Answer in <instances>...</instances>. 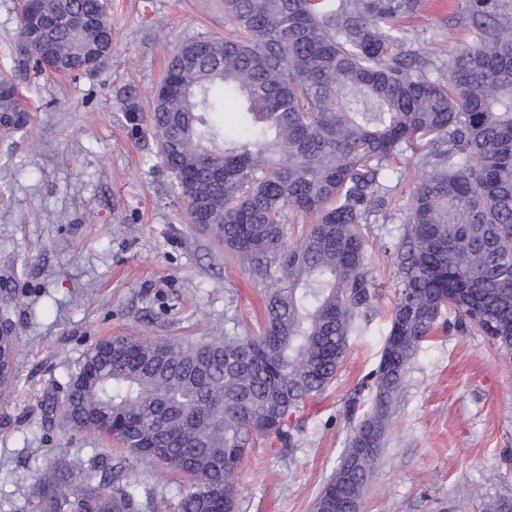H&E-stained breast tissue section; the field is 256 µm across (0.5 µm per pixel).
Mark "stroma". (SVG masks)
<instances>
[{"label":"stroma","mask_w":512,"mask_h":512,"mask_svg":"<svg viewBox=\"0 0 512 512\" xmlns=\"http://www.w3.org/2000/svg\"><path fill=\"white\" fill-rule=\"evenodd\" d=\"M22 0H0V72L18 54ZM465 0H422L407 43L455 53L471 41ZM112 56L97 74L19 73L26 133L0 137V306L16 323V385L0 400V512H33L36 472L65 449L77 472L124 462L154 496L145 512H178L183 475L144 469L90 432L61 434L43 416L86 350L117 335L185 343L254 324L265 290L225 259L213 234L189 224L150 132L134 134L115 92L143 109L175 49L232 27L224 0H108ZM426 146L404 152L401 184L384 217L367 225L377 299L358 320L329 388L292 413L299 439L259 441L238 469L237 512H313L349 445L347 403L368 388L390 329L394 273L384 249L401 231ZM512 497V361L475 329L439 323L421 344L361 498L360 512H484Z\"/></svg>","instance_id":"1"}]
</instances>
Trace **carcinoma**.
I'll return each instance as SVG.
<instances>
[{"instance_id": "1", "label": "carcinoma", "mask_w": 512, "mask_h": 512, "mask_svg": "<svg viewBox=\"0 0 512 512\" xmlns=\"http://www.w3.org/2000/svg\"><path fill=\"white\" fill-rule=\"evenodd\" d=\"M420 0H224L235 35L201 36L172 54L152 108L123 94L135 131L146 122L190 223L213 230L225 254L266 283L265 316L222 340L113 336L85 353L61 400L44 408L63 432H93L129 457L189 478L179 512H234V475L250 448L322 394L346 356L359 313L375 298L363 233L401 176L391 164L431 146L400 234L386 247L396 303L371 387V406L314 512L359 506L389 410L440 318L472 325L512 358V12L468 0L469 46L445 74L406 45ZM42 19L38 32L32 14ZM17 67L87 73L112 49L105 0H26ZM13 78L0 75V134L30 124ZM232 100L239 135L215 116ZM316 215L286 245V212ZM0 333V397L13 391L18 336ZM112 492L66 463L35 475L40 512H142L139 482Z\"/></svg>"}]
</instances>
